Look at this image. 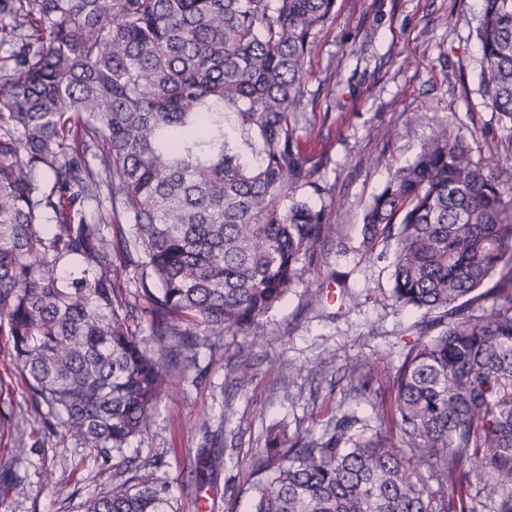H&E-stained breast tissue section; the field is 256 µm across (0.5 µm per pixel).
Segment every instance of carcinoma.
Segmentation results:
<instances>
[{"label": "carcinoma", "mask_w": 512, "mask_h": 512, "mask_svg": "<svg viewBox=\"0 0 512 512\" xmlns=\"http://www.w3.org/2000/svg\"><path fill=\"white\" fill-rule=\"evenodd\" d=\"M335 7L0 0V335L44 429L104 455L145 437L199 337L264 344L317 245H344L298 135ZM477 37L512 120V0H483ZM360 252L390 259L391 298L420 313L388 378L397 433L373 404L266 449L253 512H512V172L436 125L367 204ZM22 481L19 456L0 461V489ZM168 503L136 470L86 512Z\"/></svg>", "instance_id": "cac0c4a2"}]
</instances>
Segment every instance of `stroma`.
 I'll use <instances>...</instances> for the list:
<instances>
[{"instance_id":"obj_1","label":"stroma","mask_w":512,"mask_h":512,"mask_svg":"<svg viewBox=\"0 0 512 512\" xmlns=\"http://www.w3.org/2000/svg\"><path fill=\"white\" fill-rule=\"evenodd\" d=\"M480 0H336L335 13L307 59V107L299 135L320 154L322 194L315 206L343 225L345 247L325 242L318 261L264 320L268 342L224 334L198 350L199 380H184L154 409L153 425L122 453L102 457L31 421L27 387L0 336V458L22 453L27 478L0 512H85L84 504L119 483L123 460L151 466L169 488L170 512H251L258 453L271 430L287 439L321 434L342 413L367 416L391 398L387 376L414 321L390 297L383 263L358 252L364 209L398 168L411 163L432 128L447 123L474 158L512 170V121L488 106L477 26ZM326 298L311 302L315 291ZM358 299L342 306V293ZM252 368L248 384L230 367ZM365 365L356 387L345 368ZM224 454L208 476L203 453ZM52 472L45 481L44 472Z\"/></svg>"}]
</instances>
